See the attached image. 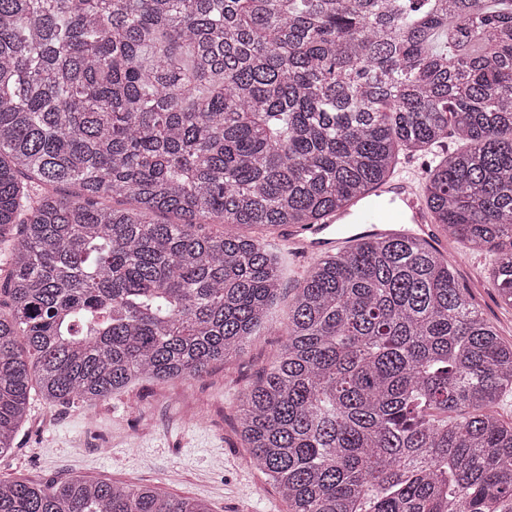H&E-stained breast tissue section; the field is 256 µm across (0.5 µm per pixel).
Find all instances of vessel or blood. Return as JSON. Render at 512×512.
I'll use <instances>...</instances> for the list:
<instances>
[{
  "label": "vessel or blood",
  "mask_w": 512,
  "mask_h": 512,
  "mask_svg": "<svg viewBox=\"0 0 512 512\" xmlns=\"http://www.w3.org/2000/svg\"><path fill=\"white\" fill-rule=\"evenodd\" d=\"M369 195L371 206H356L354 210L336 215L328 224H306L287 230L283 241L289 251L301 257H313L333 250L340 243L338 227L342 224L360 225L364 233L377 235L385 233L384 222L373 220L377 204L391 205L395 220L425 231L431 217L426 211L420 192V177L415 168L408 167L394 180L373 186Z\"/></svg>",
  "instance_id": "1"
}]
</instances>
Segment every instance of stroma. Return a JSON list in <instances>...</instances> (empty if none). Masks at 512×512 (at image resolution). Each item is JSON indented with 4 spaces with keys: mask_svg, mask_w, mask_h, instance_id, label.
Listing matches in <instances>:
<instances>
[{
    "mask_svg": "<svg viewBox=\"0 0 512 512\" xmlns=\"http://www.w3.org/2000/svg\"><path fill=\"white\" fill-rule=\"evenodd\" d=\"M442 249L501 340L512 344V307L488 283L492 256L444 237ZM309 260L280 255L281 299L258 336L237 359L213 366L200 380L142 381L94 408L49 404L31 397L11 453L0 457V479L45 481L65 476L124 486L151 485L189 496L209 512H288L237 433L236 409L277 358L288 304Z\"/></svg>",
    "mask_w": 512,
    "mask_h": 512,
    "instance_id": "1",
    "label": "stroma"
}]
</instances>
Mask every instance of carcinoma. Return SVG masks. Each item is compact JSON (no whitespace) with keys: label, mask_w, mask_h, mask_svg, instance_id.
Segmentation results:
<instances>
[{"label":"carcinoma","mask_w":512,"mask_h":512,"mask_svg":"<svg viewBox=\"0 0 512 512\" xmlns=\"http://www.w3.org/2000/svg\"><path fill=\"white\" fill-rule=\"evenodd\" d=\"M512 306V0H0V456L31 389L100 404L239 357L324 224L399 155ZM77 189L70 198L66 187ZM512 346L404 234L315 260L238 431L288 512H512ZM0 512H207L0 479Z\"/></svg>","instance_id":"obj_1"}]
</instances>
